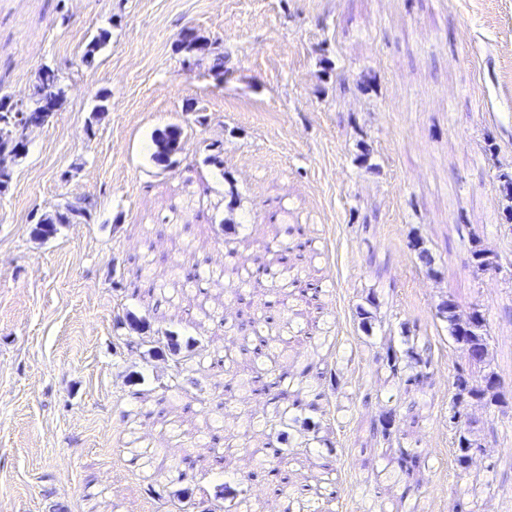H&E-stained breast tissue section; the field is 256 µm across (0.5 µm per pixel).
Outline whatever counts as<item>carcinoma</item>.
<instances>
[{
	"label": "carcinoma",
	"mask_w": 512,
	"mask_h": 512,
	"mask_svg": "<svg viewBox=\"0 0 512 512\" xmlns=\"http://www.w3.org/2000/svg\"><path fill=\"white\" fill-rule=\"evenodd\" d=\"M178 48L186 55L188 65H198L211 54L206 38L191 30L179 34ZM64 90L58 74L46 66L40 69L31 103L23 111L7 97H0V152L15 149L18 141L25 139L31 125L49 122L60 103ZM184 129L179 124H170L154 137L153 159L170 165L173 157L182 150ZM503 201V211L512 216V174L497 175ZM90 216L89 208L81 202L66 204L54 214L39 218L32 233L42 238L56 234L58 225L65 219L85 220ZM310 240L299 224H285L271 230V236L259 242V251L242 259L241 271L229 283L228 296L231 302L243 307L259 305L260 311L236 326H225L223 314L208 311L205 316L224 325L222 351H224V400H234L233 406L240 415L237 429L225 432L224 447L243 451L242 473L253 481L259 477L277 485L282 498L281 512H330L336 491L333 490L335 471L333 465L319 464L320 474L310 473L315 487L302 493L293 487V481L284 467L298 472L313 464L312 451L300 456L285 457L275 447L274 434L287 421L304 411L323 410L325 397L321 391L324 372L318 363L304 356L302 348L314 350L325 345L327 337L311 332L312 314L324 317L321 297L326 290L318 287H302L308 278L307 254ZM468 261L476 271L492 269L499 263V256L487 249L481 239H472L468 249ZM214 279L212 270L193 266L179 268L176 272L180 291L202 292L199 284ZM437 316L447 323L448 337L454 345L464 340L475 355L465 358L451 376L452 388L448 402V428L450 463L455 477H460L472 459L470 450L482 447V440L475 431L469 407L500 409L509 404L505 393L497 388L501 381L492 368L489 323L484 311L477 305L462 311L453 296L437 306ZM463 338H458V335ZM174 360L173 371L164 391L177 395L183 391V379L187 371L204 363L207 358L219 355V350L201 347L181 354V348L169 349ZM409 358L417 366L415 372L402 376L401 363ZM389 377L404 386L405 393L420 392L431 377V363L412 348L400 352L392 347L386 353ZM215 428L197 429L192 443L195 448H206L214 458L216 450ZM198 459L184 455L173 463H165L166 474L175 480H183L194 469ZM420 455L402 450L393 458L384 472L385 480L393 487L403 488V493L415 496L418 485L412 484L420 469Z\"/></svg>",
	"instance_id": "1"
}]
</instances>
